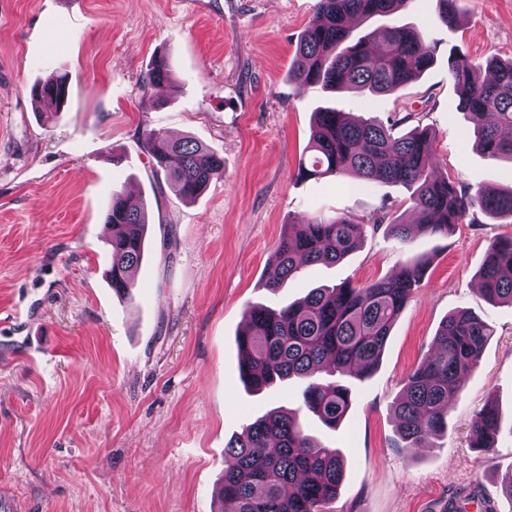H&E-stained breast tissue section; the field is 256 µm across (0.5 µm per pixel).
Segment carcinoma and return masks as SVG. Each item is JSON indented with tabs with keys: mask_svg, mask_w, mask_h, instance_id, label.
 <instances>
[{
	"mask_svg": "<svg viewBox=\"0 0 512 512\" xmlns=\"http://www.w3.org/2000/svg\"><path fill=\"white\" fill-rule=\"evenodd\" d=\"M412 0H317V21L303 31L290 68L300 89L321 86L376 94H395L417 81L435 62L429 37L414 27L388 25L353 36L354 18L389 17ZM438 22L456 24L458 0H437ZM492 77L481 80L476 67L460 54L448 56V81L456 88L460 109L473 123L475 145L488 157L512 159V59L492 61ZM172 81L165 56L155 57L146 86ZM67 77L57 75L32 88V97L48 112H59L68 96ZM399 122L358 118L341 109L314 113L311 134L297 171L302 179H339L401 186L409 191L417 221L408 223L380 211L372 218L377 230L387 225L401 250L415 236L445 237L470 214L480 211L512 221V188L472 194L460 189L430 163L428 134L413 128L403 135ZM154 172L174 194L195 200L210 181L224 174V157L190 137L171 139L151 129L142 133ZM104 221L112 225L110 268L112 291L130 294L132 274L144 257L147 202L119 190ZM362 225L347 215H315L293 224L273 253L275 275L267 288L276 292L304 267L334 265L360 243ZM429 258H407L387 278L355 286L342 282L313 288L302 299L278 310L250 306L238 333L239 371L244 385L259 392L278 381L304 383V408L328 429L347 416L352 397L336 375L369 378L378 369L391 330L415 288ZM481 292L491 302L512 304V239L492 241L479 270ZM494 329L466 310L448 315L439 327L436 349L406 377L395 407L400 447L418 448L440 434L461 398L468 376L478 367ZM500 433L499 410L487 400L471 425V447L489 451ZM226 463L218 497L232 512H325L336 500L343 461L336 449L304 431L299 410L278 407L243 427L224 448Z\"/></svg>",
	"mask_w": 512,
	"mask_h": 512,
	"instance_id": "1",
	"label": "carcinoma"
}]
</instances>
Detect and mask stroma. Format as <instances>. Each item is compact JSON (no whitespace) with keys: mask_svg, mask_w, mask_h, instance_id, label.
I'll use <instances>...</instances> for the list:
<instances>
[{"mask_svg":"<svg viewBox=\"0 0 512 512\" xmlns=\"http://www.w3.org/2000/svg\"><path fill=\"white\" fill-rule=\"evenodd\" d=\"M315 0H0V492L27 512H212L224 446L271 408L300 404L291 380L253 394L240 379L237 334L247 306L273 309L321 285L392 275L401 254L366 230L342 262L316 264L270 291L268 262L289 225L321 213L366 222L382 205L410 217L404 189L350 177L299 181L313 114L336 106L431 133L432 163L469 191L512 186V162L473 146V124L448 81L458 51L486 76L512 58V0H460V24L437 22L436 0L358 21L368 33L411 23L436 42L435 63L393 95L299 90L288 71ZM171 83L144 88L155 55ZM68 77L61 112L40 113L33 85ZM147 129L193 137L224 158L195 201L158 179ZM148 203L146 253L132 297L108 281L113 190ZM512 223L478 215L445 238H416L429 267L388 339L378 370L347 377L352 408L330 430L344 479L327 512H512L500 482L512 471V306L488 302L478 271ZM492 324L448 428L402 451L394 406L434 350L449 313ZM494 400L495 448L470 445L474 414Z\"/></svg>","mask_w":512,"mask_h":512,"instance_id":"stroma-1","label":"stroma"}]
</instances>
